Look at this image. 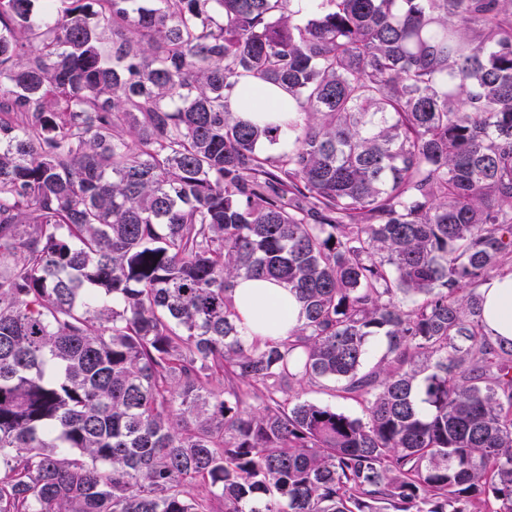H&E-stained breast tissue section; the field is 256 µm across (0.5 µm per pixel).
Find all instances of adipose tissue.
I'll use <instances>...</instances> for the list:
<instances>
[{"mask_svg":"<svg viewBox=\"0 0 512 512\" xmlns=\"http://www.w3.org/2000/svg\"><path fill=\"white\" fill-rule=\"evenodd\" d=\"M292 99L275 85L241 79L230 97L237 119L264 125L288 120ZM234 302L248 340L285 336L301 319L302 306L284 285L266 279H237ZM486 329L493 338L512 341V273L489 281L481 290Z\"/></svg>","mask_w":512,"mask_h":512,"instance_id":"ef3b65f1","label":"adipose tissue"}]
</instances>
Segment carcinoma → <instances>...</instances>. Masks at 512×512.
<instances>
[{"label": "carcinoma", "mask_w": 512, "mask_h": 512, "mask_svg": "<svg viewBox=\"0 0 512 512\" xmlns=\"http://www.w3.org/2000/svg\"><path fill=\"white\" fill-rule=\"evenodd\" d=\"M44 2L0 0V512H512V0ZM239 277L303 322L245 339ZM288 92L275 85L242 78L230 97V109L237 119L264 125L288 122ZM496 277H490L472 288H476V291L481 293L484 323L489 335L494 339L511 342L512 273ZM334 384L323 382L322 384H311L301 382L294 386L293 394L299 395L302 400L333 407L352 418L365 419V411L362 403L339 396L337 391L332 390Z\"/></svg>", "instance_id": "1"}]
</instances>
